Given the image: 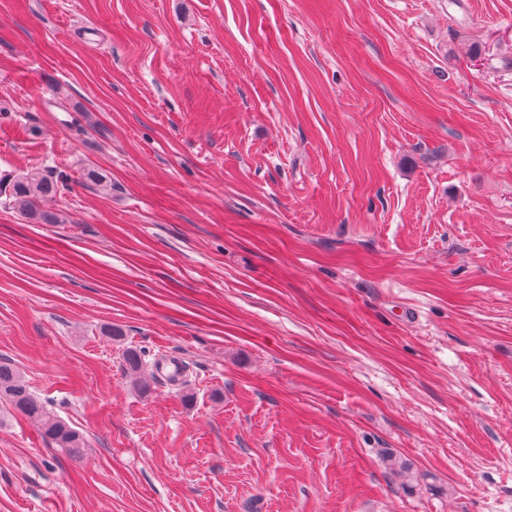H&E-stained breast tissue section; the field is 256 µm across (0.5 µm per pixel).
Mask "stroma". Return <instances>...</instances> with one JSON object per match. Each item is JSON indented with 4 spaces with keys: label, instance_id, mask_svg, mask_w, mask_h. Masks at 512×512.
I'll list each match as a JSON object with an SVG mask.
<instances>
[{
    "label": "stroma",
    "instance_id": "stroma-1",
    "mask_svg": "<svg viewBox=\"0 0 512 512\" xmlns=\"http://www.w3.org/2000/svg\"><path fill=\"white\" fill-rule=\"evenodd\" d=\"M35 169L0 358L87 449L0 404V512H512V0H0ZM61 187L63 185L53 171L28 172L9 181L0 178V195L4 194L9 203L18 204L26 218L39 224L61 221L58 213L42 208L61 192Z\"/></svg>",
    "mask_w": 512,
    "mask_h": 512
}]
</instances>
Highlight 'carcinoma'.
Instances as JSON below:
<instances>
[{
  "mask_svg": "<svg viewBox=\"0 0 512 512\" xmlns=\"http://www.w3.org/2000/svg\"><path fill=\"white\" fill-rule=\"evenodd\" d=\"M62 183L52 171L28 172L9 180L0 178V195L21 207L26 218L39 224H57L58 213L43 206L61 192ZM127 373L138 380L143 368L141 352L128 348L123 352ZM0 399L36 424L43 439L53 448L76 458L85 447L82 435L51 412L29 391L21 372L8 360H0Z\"/></svg>",
  "mask_w": 512,
  "mask_h": 512,
  "instance_id": "cac0c4a2",
  "label": "carcinoma"
}]
</instances>
